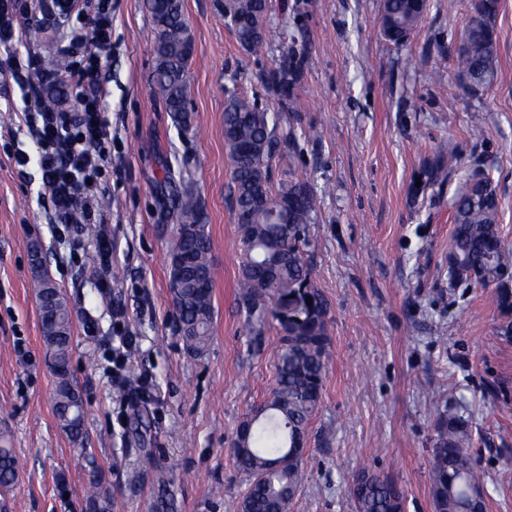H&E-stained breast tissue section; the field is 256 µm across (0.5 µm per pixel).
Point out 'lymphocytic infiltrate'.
<instances>
[{
  "label": "lymphocytic infiltrate",
  "instance_id": "1",
  "mask_svg": "<svg viewBox=\"0 0 512 512\" xmlns=\"http://www.w3.org/2000/svg\"><path fill=\"white\" fill-rule=\"evenodd\" d=\"M61 15L80 23L62 51L68 56L65 73L42 64L35 55L19 57L20 22L30 14L32 0H0V75L19 88L32 81L63 83L73 98L69 110L33 103L22 120L35 140V153L15 151L13 159L26 166L37 159L42 182L62 224H95L100 219L91 198L92 185L105 169L112 141L105 113L107 89L101 72L112 38L111 0H52Z\"/></svg>",
  "mask_w": 512,
  "mask_h": 512
}]
</instances>
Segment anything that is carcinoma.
Wrapping results in <instances>:
<instances>
[{
  "label": "carcinoma",
  "instance_id": "cac0c4a2",
  "mask_svg": "<svg viewBox=\"0 0 512 512\" xmlns=\"http://www.w3.org/2000/svg\"><path fill=\"white\" fill-rule=\"evenodd\" d=\"M409 0H383L382 31L395 44L405 43L418 28L425 10ZM155 26L153 83L165 110L186 133L193 131L188 110L186 73L192 57L191 36L183 0H147ZM499 0H475L472 20L464 30L456 67L467 78L491 85L498 75L493 19ZM238 44L252 55L277 44L289 49L288 32L269 20L268 0H224ZM300 69L283 64L273 76L275 89L290 95ZM292 134L279 131L277 115L256 99L232 95L224 105V143L231 160L232 205L239 227L242 262L237 300L246 313L250 332L260 339L273 325L275 383L269 397L252 408L246 419L251 429L236 436L231 452L239 471L248 476L237 512H286L304 480L303 440L322 401L331 357L327 304L311 281L309 226L319 209L308 180L295 173L272 188V160L283 158L281 143ZM437 166L425 183L439 179L442 167L456 162L455 148L444 141L436 147ZM481 188L491 200L495 189L488 177L472 176L468 188L453 202V232L448 248V278L459 284L494 288L497 308L512 315V247L496 220L497 204L474 201ZM175 226L168 240L169 287L178 333L186 349L202 354L210 340L214 316L211 241L198 195L190 188H173ZM34 290L46 355L54 377L52 403L60 427L72 438L83 433L84 411L69 373L72 319L69 306L40 265L34 266ZM312 304H307L306 298ZM467 421L452 413L437 419V436L430 462L429 496L432 512H487L486 498L473 504L474 488H485L470 457ZM20 465L13 449L0 447V488L13 487ZM349 489L356 512H404L405 495L392 481L367 470L351 479ZM88 512H112L111 499L99 483L87 493Z\"/></svg>",
  "mask_w": 512,
  "mask_h": 512
}]
</instances>
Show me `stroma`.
Here are the masks:
<instances>
[{
    "mask_svg": "<svg viewBox=\"0 0 512 512\" xmlns=\"http://www.w3.org/2000/svg\"><path fill=\"white\" fill-rule=\"evenodd\" d=\"M221 3L184 0L194 41L186 134L150 81L155 33L145 0H112L102 72L112 162L97 189L104 223H54L37 161L22 168L12 159L33 149L19 115L41 86L0 88V435L20 463L8 512H88L86 488L97 479L112 512H154L159 470L176 512H235L246 478L229 446L269 395L275 368L268 345L252 346L236 295L241 251L224 145L232 94L257 99L297 134L273 160V182L306 172L321 199L309 263L327 302L332 356L288 512H356L347 485L362 469L395 481L406 512H432L437 405L470 420L488 512H512V336L500 332L492 289L448 280L452 205L467 175L491 180L512 243V0H500L494 20L498 76L475 94L455 66L473 0H426L402 45L382 32V0H269L271 24L287 27L304 61L290 101L270 83L280 47L260 57L243 50ZM311 127L321 139L304 137ZM445 140L457 147V168L443 184L417 188ZM173 182L197 190L212 243L214 317L200 355L179 338L169 290ZM103 232L112 240L106 291L96 257ZM32 240L74 318L70 370L85 411L78 440L53 413ZM125 337L133 354L119 365ZM126 378L147 386L144 399L120 395ZM82 448L90 460L79 458Z\"/></svg>",
    "mask_w": 512,
    "mask_h": 512,
    "instance_id": "1",
    "label": "stroma"
}]
</instances>
